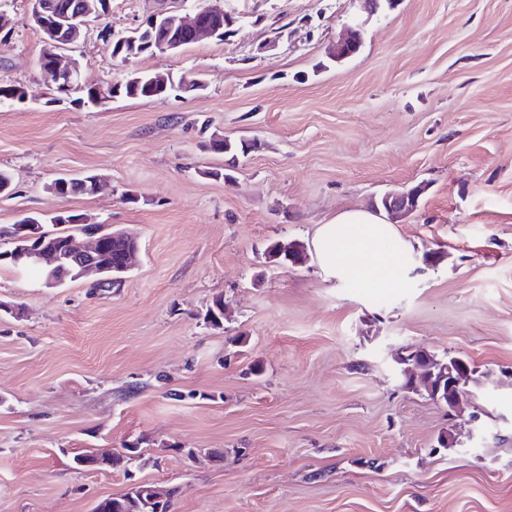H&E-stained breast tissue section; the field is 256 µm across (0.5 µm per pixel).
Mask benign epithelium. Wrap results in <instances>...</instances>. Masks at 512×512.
<instances>
[{"mask_svg":"<svg viewBox=\"0 0 512 512\" xmlns=\"http://www.w3.org/2000/svg\"><path fill=\"white\" fill-rule=\"evenodd\" d=\"M222 0H213L206 8L192 13H161L147 20L149 24H156L158 20L165 19L170 27L176 30V34L169 37L161 44L163 52H172L183 46V37L189 36L196 41L202 36H218L223 29L226 12L221 6ZM102 7L92 6L86 3L84 9L70 16L68 19L69 30L65 34L64 41L51 42V47L41 61V68L59 87H73L81 82V74L76 63H62L61 51L72 45L79 37L81 31L92 23L100 20L105 15V9L109 8V0H101ZM55 4L53 0H32V10L29 18L41 25H48L47 19L53 16ZM361 41V30L358 27L348 28L346 37L337 45V54L342 55ZM388 213L399 217L410 212L415 199L408 191H394L385 195ZM22 240L36 241L34 247L24 246L23 257L26 258L25 267H34L46 272L44 284L55 287L63 284L58 278V271H65L68 280L75 281L95 277L93 285L104 287L121 281L120 273L132 268V260L138 251V245L134 244L125 252L123 264L118 272H112V258L109 253L108 234L103 224H93L88 230L90 241L81 245L72 237L60 245L49 238V233L37 220H29L20 227ZM110 456L87 454L75 459V464L88 471H97L108 464ZM141 495L148 496L146 507L161 512L168 498V490L149 485L142 488Z\"/></svg>","mask_w":512,"mask_h":512,"instance_id":"obj_1","label":"benign epithelium"}]
</instances>
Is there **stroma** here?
Wrapping results in <instances>:
<instances>
[{
    "label": "stroma",
    "mask_w": 512,
    "mask_h": 512,
    "mask_svg": "<svg viewBox=\"0 0 512 512\" xmlns=\"http://www.w3.org/2000/svg\"><path fill=\"white\" fill-rule=\"evenodd\" d=\"M204 3L112 0L66 51L84 80L205 89L99 108L45 77L31 0H0V84L26 92L0 105V228L62 209L139 248L109 288L0 266V512H92L138 482L178 488L171 512H512V0H223L224 40L125 63L101 33ZM354 21L360 52L329 61ZM214 135L255 147L232 163ZM84 174L104 188L47 190ZM415 185L394 287L267 255ZM404 348L470 362L461 413L405 387ZM130 447L129 478L71 465Z\"/></svg>",
    "instance_id": "35a3bbf8"
}]
</instances>
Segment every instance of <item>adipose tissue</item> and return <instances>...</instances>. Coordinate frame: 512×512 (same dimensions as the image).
<instances>
[{
  "label": "adipose tissue",
  "mask_w": 512,
  "mask_h": 512,
  "mask_svg": "<svg viewBox=\"0 0 512 512\" xmlns=\"http://www.w3.org/2000/svg\"><path fill=\"white\" fill-rule=\"evenodd\" d=\"M312 249L326 278L357 288H386L403 276L410 245L381 215L346 209L318 226Z\"/></svg>",
  "instance_id": "1"
}]
</instances>
